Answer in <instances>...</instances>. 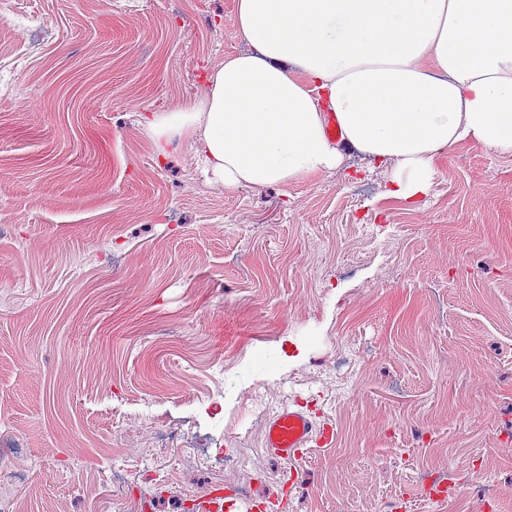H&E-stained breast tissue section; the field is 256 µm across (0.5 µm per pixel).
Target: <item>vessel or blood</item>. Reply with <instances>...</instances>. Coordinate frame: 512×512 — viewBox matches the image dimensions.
Returning a JSON list of instances; mask_svg holds the SVG:
<instances>
[{
  "label": "vessel or blood",
  "mask_w": 512,
  "mask_h": 512,
  "mask_svg": "<svg viewBox=\"0 0 512 512\" xmlns=\"http://www.w3.org/2000/svg\"><path fill=\"white\" fill-rule=\"evenodd\" d=\"M333 439L332 426L316 421L304 405L296 403L275 412L267 425L265 443L276 457L291 460L310 447L330 446Z\"/></svg>",
  "instance_id": "1"
}]
</instances>
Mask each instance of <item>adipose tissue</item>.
<instances>
[{"mask_svg": "<svg viewBox=\"0 0 512 512\" xmlns=\"http://www.w3.org/2000/svg\"><path fill=\"white\" fill-rule=\"evenodd\" d=\"M236 24L250 52L147 124L158 155L185 138L224 188L330 173L352 151L414 206L441 151L512 154V0H236Z\"/></svg>", "mask_w": 512, "mask_h": 512, "instance_id": "ef3b65f1", "label": "adipose tissue"}]
</instances>
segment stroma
Masks as SVG:
<instances>
[{
    "label": "stroma",
    "mask_w": 512,
    "mask_h": 512,
    "mask_svg": "<svg viewBox=\"0 0 512 512\" xmlns=\"http://www.w3.org/2000/svg\"><path fill=\"white\" fill-rule=\"evenodd\" d=\"M0 44V512H512L511 156L413 208L358 155L227 190L143 123L246 50L236 0H7ZM297 399L335 442L287 462Z\"/></svg>",
    "instance_id": "stroma-1"
}]
</instances>
